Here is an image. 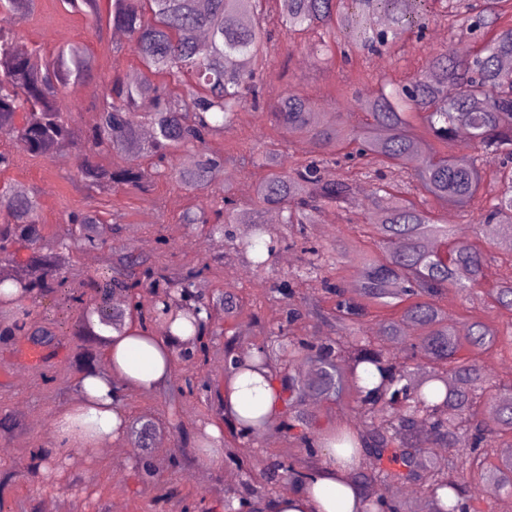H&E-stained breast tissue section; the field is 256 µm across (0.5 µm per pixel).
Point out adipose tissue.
Listing matches in <instances>:
<instances>
[{
	"mask_svg": "<svg viewBox=\"0 0 512 512\" xmlns=\"http://www.w3.org/2000/svg\"><path fill=\"white\" fill-rule=\"evenodd\" d=\"M173 342V336L167 334L142 338L114 332L104 337L105 369L78 378L74 402L55 419L57 450L72 445L69 424L77 415L95 426L97 446L112 443L118 436L117 416L123 411L121 394L128 389L153 390L165 385L172 373ZM224 397L230 408L242 414H276L282 408L279 383L258 375L238 377ZM348 477L349 471L337 460L335 449H326L313 486L273 497L262 504L260 512H353V493L344 485Z\"/></svg>",
	"mask_w": 512,
	"mask_h": 512,
	"instance_id": "obj_1",
	"label": "adipose tissue"
}]
</instances>
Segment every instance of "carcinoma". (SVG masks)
Here are the masks:
<instances>
[{"label": "carcinoma", "mask_w": 512, "mask_h": 512, "mask_svg": "<svg viewBox=\"0 0 512 512\" xmlns=\"http://www.w3.org/2000/svg\"><path fill=\"white\" fill-rule=\"evenodd\" d=\"M443 20L462 17L469 31L496 28L475 53L453 49L431 53L423 68L431 73L407 81L387 78L376 93L334 87L345 102V120L318 111L308 95L290 93L265 113L272 133L292 142L305 140L304 155L262 151L250 135L224 146L211 143L236 125L240 111L260 103V75L268 62L274 34L286 40L304 35L315 41L317 59L336 55L328 39L344 37L366 55L398 43L411 29L423 33L436 21L428 8L410 9L408 0H109L108 23L130 37L137 80L120 74L103 82L97 123L79 131L58 105V94L76 91L95 71V60L80 43L55 52L15 46V20L33 0H0V136L17 141L34 157L71 151L80 159V179L99 193L148 192L173 180L189 192H203L216 181L224 163H234L255 186L241 202L224 190L223 205L202 200L182 213L181 223L208 224L222 231L232 224L264 223L268 210L280 213L289 235L244 242L243 254L259 273L273 277L265 298L272 321H256L259 341L224 345L227 376L267 373L280 382L283 411L278 415L224 416V447L254 442L275 431L296 453L272 460L259 476L271 487L283 476L297 486L312 483L326 448L336 446L354 462L351 483L357 512H409L411 504L388 498L384 485H405L422 502L421 512H476L472 484L464 472L477 469L485 497L512 491V456L484 466L496 449L512 440V385H489L480 358L492 353L512 357V262L489 280L498 242L512 235V14L505 0H440ZM72 11L99 16V0H62ZM469 133L471 152H460L458 132ZM181 149L193 152L188 166L175 164ZM140 159V164L104 166L94 156ZM333 165L345 170L324 177ZM357 168L371 186L368 204L356 199ZM415 185L421 200L398 199L388 176ZM465 214L471 234L440 219L435 210ZM327 208L349 213L348 223L368 226L373 246L357 238L342 247L359 255L353 279H346L339 246L310 240L308 227ZM65 236L44 243L39 200L32 189L0 182V342L16 346H71L80 374L95 368L94 348L107 332L129 326L147 336L155 325L188 334L198 373L178 379L179 395L211 390L204 374L216 335L206 307H224V317L250 318L232 295H206L202 286L216 265L170 267L160 262L170 249L164 236L147 256L112 249L105 271L79 288L69 285L63 265L76 246L98 250L102 241L93 211L73 212ZM302 254L299 269L283 276L272 265L284 247ZM28 256L20 261L17 252ZM19 289L34 301L58 293L79 315L66 333L29 318L25 308L7 310ZM306 292H300V289ZM483 292L489 302L470 310L462 328L448 318L441 299L448 290ZM153 304L140 305L141 294ZM121 294L126 304L102 319L95 301ZM380 318L378 335L366 317ZM304 321L328 324L337 336L309 338L294 332ZM404 338L406 357L424 369L414 380L411 367L394 362L392 346ZM304 362L317 366L304 379ZM317 395L343 406L349 420L322 428L305 409ZM155 426H127L126 436L140 448L151 444ZM427 448H446L448 458L426 467ZM144 483L165 502L176 489L162 483L157 469L140 464ZM257 507L254 490L229 498L228 512L241 504Z\"/></svg>", "instance_id": "obj_1"}]
</instances>
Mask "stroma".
<instances>
[{
	"label": "stroma",
	"instance_id": "obj_1",
	"mask_svg": "<svg viewBox=\"0 0 512 512\" xmlns=\"http://www.w3.org/2000/svg\"><path fill=\"white\" fill-rule=\"evenodd\" d=\"M17 42L31 48L56 46L74 41L85 42L96 60L97 78L77 92L62 93L61 109L68 113L76 129L92 126L98 119L101 104V80L111 78L114 71L129 73L134 62L131 49L113 53L119 40L109 26L93 30L80 13L71 11L62 0H35L31 12L15 23ZM478 43L461 28H449L447 22L432 24L425 35L406 33L396 45L383 53L363 56L352 50L351 64L316 63L313 48L307 39L295 37L292 48L276 49L262 81V103L270 105L289 93L313 94L322 111L337 113L342 104L328 92L341 77H354L359 68L370 73L369 88H378L390 76L421 73L429 51L454 48L460 51L477 48ZM256 134L261 149L287 152V140L267 138L266 124L258 110L243 109L234 128L222 139L213 141L214 151H223L226 142L235 140L240 132ZM0 151L11 153L12 166L0 172V181L36 189L39 195L40 219L49 236L62 234L69 213L97 210L104 223H111L115 211H123L121 233H107L102 240L106 248L125 247L138 252H153L156 236L169 239L172 249L169 261L182 266H195L208 257L230 248L232 242L247 239L252 229L246 224L230 226L228 236L211 235L205 230L181 224L182 211L195 204L194 195L161 184L153 195L128 197L106 196L85 190L78 176V164L70 154L62 157L34 158L21 151L15 140L0 137ZM207 292H232L260 296L264 281L241 256H234L230 265L206 286ZM56 380L44 384L35 361L27 352L0 345V419L12 416L17 428L0 432V472H12L9 481L0 480V512H225L227 497L243 492L248 472H259L276 454L286 449L284 440L269 433L258 442L238 445L235 453L245 465L233 469L231 462L204 466L198 463L183 468L172 467L175 458H193L195 450L179 443L172 427V417L187 428L202 424L217 425L221 416L207 406L204 397L196 395L169 410L162 395L132 392L133 407L127 408L128 420H151L158 432L167 437L165 444L153 445L151 452L162 476L178 486L180 499L169 503L156 501V491L144 485L139 477V455L128 452L122 456L89 453L82 448L63 452L62 462L51 468L46 480H32L25 475L30 449L53 446L54 421L72 404L76 374L66 355H59L54 368Z\"/></svg>",
	"mask_w": 512,
	"mask_h": 512
}]
</instances>
